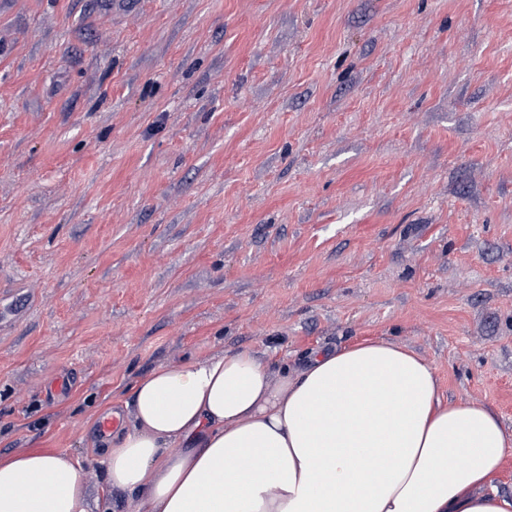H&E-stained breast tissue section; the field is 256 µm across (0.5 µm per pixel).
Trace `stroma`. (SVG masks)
Here are the masks:
<instances>
[{"label":"stroma","mask_w":512,"mask_h":512,"mask_svg":"<svg viewBox=\"0 0 512 512\" xmlns=\"http://www.w3.org/2000/svg\"><path fill=\"white\" fill-rule=\"evenodd\" d=\"M376 338L512 433V0H0L1 455Z\"/></svg>","instance_id":"35a3bbf8"}]
</instances>
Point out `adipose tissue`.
<instances>
[{
	"instance_id": "1",
	"label": "adipose tissue",
	"mask_w": 512,
	"mask_h": 512,
	"mask_svg": "<svg viewBox=\"0 0 512 512\" xmlns=\"http://www.w3.org/2000/svg\"><path fill=\"white\" fill-rule=\"evenodd\" d=\"M126 406L98 445L131 512H512L493 484L512 435L486 405L445 402L435 367L391 340L277 374L247 350L168 363ZM0 512H90L79 460L0 455Z\"/></svg>"
}]
</instances>
